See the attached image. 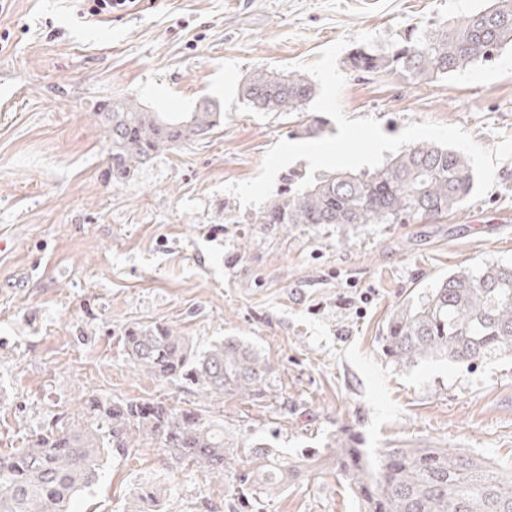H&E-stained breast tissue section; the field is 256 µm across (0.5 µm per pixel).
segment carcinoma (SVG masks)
I'll return each mask as SVG.
<instances>
[{
  "label": "carcinoma",
  "instance_id": "1",
  "mask_svg": "<svg viewBox=\"0 0 512 512\" xmlns=\"http://www.w3.org/2000/svg\"><path fill=\"white\" fill-rule=\"evenodd\" d=\"M512 45V0H493L460 23L430 30H405L386 50L353 49L355 71L399 73L415 83L441 80L497 59ZM255 112H301L316 95L304 75L258 72L241 87ZM107 132L109 175L124 183L163 150L204 137L222 113L206 103L194 112H153L126 98L108 99L100 109ZM296 170L281 174L276 199L259 223L416 224L458 208L474 186L466 156L430 142L410 144L381 166L359 174L323 175L304 189ZM134 366L154 379L180 382L208 398L260 397L268 360L237 337L200 349L165 325L125 332ZM386 355L401 366L426 359L487 361L512 355V265L487 264L448 273L417 300L391 314ZM152 440L220 476L234 473L240 485L279 494L309 471L323 466L343 476L363 512H512V474L492 470L475 455L447 448L364 447L345 431L323 457L290 455L259 441L232 456L224 425L201 408L176 409L163 402H112L90 393L70 423L55 425L27 447L0 455V512H69L71 503L97 484L105 454L123 456Z\"/></svg>",
  "mask_w": 512,
  "mask_h": 512
}]
</instances>
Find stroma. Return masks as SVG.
I'll use <instances>...</instances> for the list:
<instances>
[{
	"label": "stroma",
	"mask_w": 512,
	"mask_h": 512,
	"mask_svg": "<svg viewBox=\"0 0 512 512\" xmlns=\"http://www.w3.org/2000/svg\"><path fill=\"white\" fill-rule=\"evenodd\" d=\"M484 0H153L102 19L72 0H0V455L67 420L87 392L189 408L194 390L135 370L122 337L177 328L205 348L227 336L270 366L259 398H218L228 443L326 451L349 428L366 447L463 448L512 473V357L394 364L392 311L449 270L512 264V160L481 200L418 224H263L220 185L252 179L277 141H305L304 112H254L243 82L317 60L366 32L463 20ZM341 105L394 136L434 121L491 149L512 136V48L433 83L351 71ZM127 97L158 112L212 103L208 136L158 153L113 184L98 105ZM360 512L342 477L312 471L282 493L242 490L148 444L102 461L72 512Z\"/></svg>",
	"instance_id": "1"
}]
</instances>
